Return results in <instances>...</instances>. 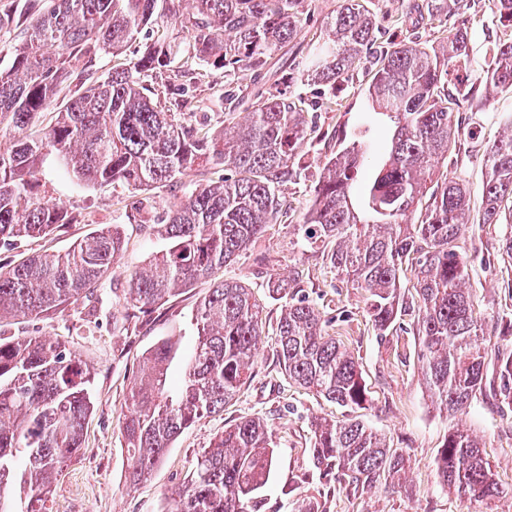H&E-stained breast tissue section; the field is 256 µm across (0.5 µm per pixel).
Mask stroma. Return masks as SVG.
Wrapping results in <instances>:
<instances>
[{
    "mask_svg": "<svg viewBox=\"0 0 512 512\" xmlns=\"http://www.w3.org/2000/svg\"><path fill=\"white\" fill-rule=\"evenodd\" d=\"M412 2L364 0L367 9L382 22L376 50L415 38L429 45L439 43L438 25L420 18L412 10ZM467 17L471 60L479 63L490 42L502 37L504 30L494 18L490 0H471ZM176 66V71L186 73L180 110L187 124L203 130L223 126V73L199 66L184 52ZM374 73L372 59L362 60L342 84L340 105L333 112L319 108V94L313 86L301 84L297 90L313 104L314 119L321 131L337 133L368 121L364 91ZM472 108L477 112L473 126L477 137L462 138L452 148L448 171L464 178L471 190L472 214L461 245L471 264L469 284L475 295L476 313L491 329L502 314L506 297L503 283L512 279V266L504 264L498 252L504 225L479 221L485 180L483 147L503 134L501 116L512 113V94H502L494 108L484 107L477 100ZM315 175V169H308L301 181L289 185L287 199L293 206L290 223L271 225L265 236L221 273L222 278L246 282L265 305L268 333L261 339L250 384L224 412L205 416L186 429L151 478L132 489L125 480L127 450L121 436L130 383L143 351L160 336L186 328L193 308L211 283L199 281L144 315L126 312L123 290L130 274L146 268L153 254L164 247V240L155 230L157 218L196 175L187 173L175 186L139 190L112 184L92 186L78 180L56 154L45 156L37 171L40 187L55 202L73 211L76 219L45 238L15 248L0 246V266H14L44 250L66 251L76 240L113 224L119 225L125 236L119 262L87 297L36 319L0 324V335L5 337L60 338L94 372V409L83 431V448L64 467L48 502L50 512H168L172 489L187 481L203 448L223 432L225 423L253 415L266 419L277 448L276 468L263 492L261 512H294L302 502L310 504L313 512H512V497L508 495L489 504L460 501L441 488L435 465L449 431L458 428L481 442L498 481L511 486L512 409L500 410L485 399L473 402L464 415L436 409L423 384L413 316H402L387 335H377L364 296L329 273L320 256L298 246L293 226L302 220ZM276 272L299 278L301 297L329 320L330 334L354 352L372 395V406L350 412L288 383L278 365L274 334L283 303L271 298L266 287L270 274ZM352 416L383 434L390 447L405 450L409 467L399 493L387 495L377 489L332 491L310 472L313 421Z\"/></svg>",
    "mask_w": 512,
    "mask_h": 512,
    "instance_id": "obj_1",
    "label": "stroma"
}]
</instances>
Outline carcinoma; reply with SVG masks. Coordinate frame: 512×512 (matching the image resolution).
<instances>
[{
    "instance_id": "cac0c4a2",
    "label": "carcinoma",
    "mask_w": 512,
    "mask_h": 512,
    "mask_svg": "<svg viewBox=\"0 0 512 512\" xmlns=\"http://www.w3.org/2000/svg\"><path fill=\"white\" fill-rule=\"evenodd\" d=\"M303 2L46 0L34 11L26 39L0 67V135L11 140L0 149L3 247L44 238L74 219L39 189L35 165L49 152L81 181L134 189L177 182L188 171H223L222 182H196L174 200L159 224L167 245L154 268L132 275L126 288L127 308L146 314L197 281L213 280L192 315V345L172 333L143 353L121 425L131 487L148 478L184 430L224 411L253 374L264 307L245 285L216 274L270 225L288 222L285 192L318 140L304 98L290 90L288 61L278 67L274 84L259 80L272 55L302 35L308 23ZM468 3L415 4L419 15L452 24L437 48L402 40L378 58L367 99L374 114L386 117L387 157L367 168L374 151L369 127L338 138L315 156L318 176L309 186L302 223L295 225L300 245L364 294L381 336L406 311L401 279L412 273L422 379L432 404L453 414L487 391L499 407L512 405V317L497 320L501 344L492 382L484 325L459 245L470 189L438 170L461 137L474 136L459 112L475 90L486 105L512 92V33L491 42L480 68L470 69ZM492 4L499 24L512 30V0ZM164 15L191 32L190 47L204 66L226 78L254 75L246 94L224 92V127L196 135L144 84L167 71L180 52L158 39L59 107L52 126L33 130L72 61L121 54ZM379 25L362 0H339L322 24L323 41L306 44L296 72L321 89L326 108L338 106L337 90L356 60L371 52ZM484 164L480 223L511 225L512 132L486 146ZM121 251L120 232L106 228L64 253L44 252L0 267V320L37 318L87 295ZM296 287L294 278L268 280L273 298ZM327 327L311 304L286 302L276 329L279 366L313 394L362 409L369 392L360 364ZM91 384L90 367L63 343L49 336L0 337V512H12L16 487L28 499L26 512H47L63 467L81 451L93 409ZM312 440V468L325 483L355 492L402 487L408 459L362 421H317ZM276 458L263 419L239 418L199 454L187 482L172 492L170 512H260ZM436 465L440 485L463 502L512 495V487L496 480L481 443L464 431L448 434Z\"/></svg>"
}]
</instances>
